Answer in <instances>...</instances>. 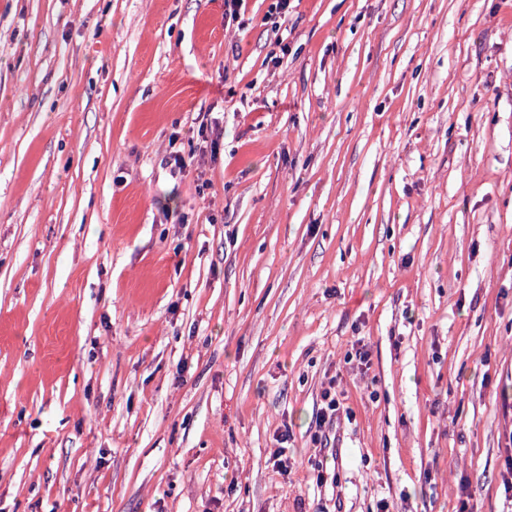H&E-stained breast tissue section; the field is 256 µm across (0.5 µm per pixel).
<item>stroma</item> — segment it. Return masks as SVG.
Masks as SVG:
<instances>
[{
  "instance_id": "stroma-1",
  "label": "stroma",
  "mask_w": 512,
  "mask_h": 512,
  "mask_svg": "<svg viewBox=\"0 0 512 512\" xmlns=\"http://www.w3.org/2000/svg\"><path fill=\"white\" fill-rule=\"evenodd\" d=\"M270 4L0 0V512H512V0Z\"/></svg>"
}]
</instances>
